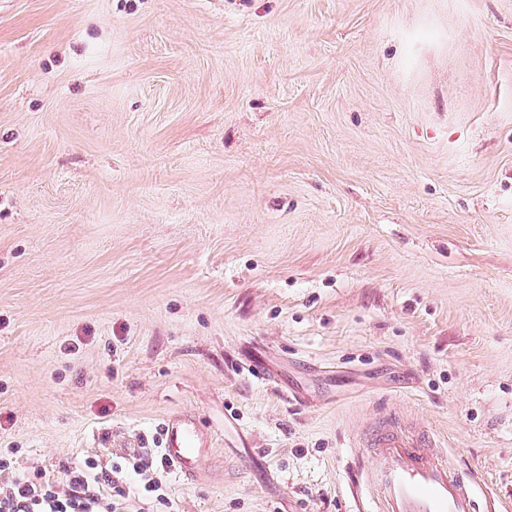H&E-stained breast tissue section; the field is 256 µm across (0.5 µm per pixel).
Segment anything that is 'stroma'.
<instances>
[{"mask_svg":"<svg viewBox=\"0 0 512 512\" xmlns=\"http://www.w3.org/2000/svg\"><path fill=\"white\" fill-rule=\"evenodd\" d=\"M154 512H358L375 419L512 512V0H0V456ZM211 448V435L198 426L194 413L183 411L167 417L162 450L179 478L187 481L202 478ZM159 437L156 448H130L117 456L107 471L96 459H87L83 469L68 470L61 482L41 474L27 476L0 461L1 512H136L138 502L152 499L166 502L163 480L170 466L161 454ZM98 468L100 471L97 472ZM112 473V477L111 474ZM133 486L135 491H130ZM163 492V493H161Z\"/></svg>","mask_w":512,"mask_h":512,"instance_id":"stroma-1","label":"stroma"}]
</instances>
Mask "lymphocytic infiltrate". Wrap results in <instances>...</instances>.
Listing matches in <instances>:
<instances>
[{"mask_svg":"<svg viewBox=\"0 0 512 512\" xmlns=\"http://www.w3.org/2000/svg\"><path fill=\"white\" fill-rule=\"evenodd\" d=\"M170 466L160 448H131L110 469L89 459L62 481L27 476L0 461V512H135L136 502H164Z\"/></svg>","mask_w":512,"mask_h":512,"instance_id":"f902f5d3","label":"lymphocytic infiltrate"}]
</instances>
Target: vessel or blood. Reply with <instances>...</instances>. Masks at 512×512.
<instances>
[{"label":"vessel or blood","instance_id":"vessel-or-blood-1","mask_svg":"<svg viewBox=\"0 0 512 512\" xmlns=\"http://www.w3.org/2000/svg\"><path fill=\"white\" fill-rule=\"evenodd\" d=\"M364 446L376 489V512H475L474 482L454 466L428 434L388 417L370 426ZM212 438L195 414L167 417L163 453L184 480L204 476Z\"/></svg>","mask_w":512,"mask_h":512}]
</instances>
